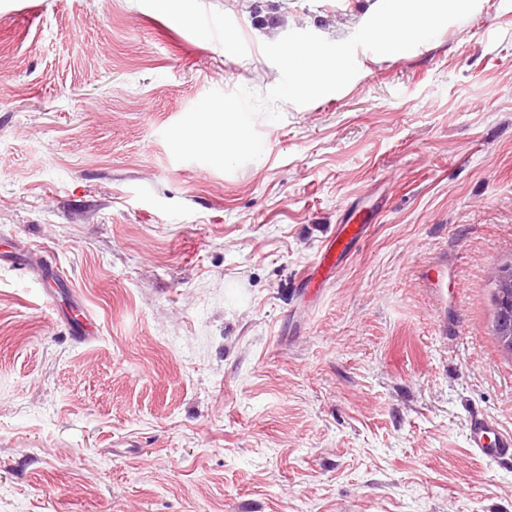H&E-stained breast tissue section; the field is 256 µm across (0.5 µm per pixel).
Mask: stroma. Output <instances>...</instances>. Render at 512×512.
Wrapping results in <instances>:
<instances>
[{
	"label": "stroma",
	"mask_w": 512,
	"mask_h": 512,
	"mask_svg": "<svg viewBox=\"0 0 512 512\" xmlns=\"http://www.w3.org/2000/svg\"><path fill=\"white\" fill-rule=\"evenodd\" d=\"M367 9L0 0V512H512V464L465 441L474 409L512 431V0L363 51L341 91L258 117L234 172L161 137L210 90L274 87L263 43ZM356 217L349 220L348 224H340L336 231V236L328 241L324 246L319 262L306 276V284L309 288H318L325 281L326 273L331 271L338 261L350 251L353 242L358 241L366 230V224L360 220V223L354 222ZM493 295L492 301L495 306V317L493 322V336L502 346L501 336H511L512 339V300H504L501 297V288H498L495 279H491Z\"/></svg>",
	"instance_id": "1"
}]
</instances>
